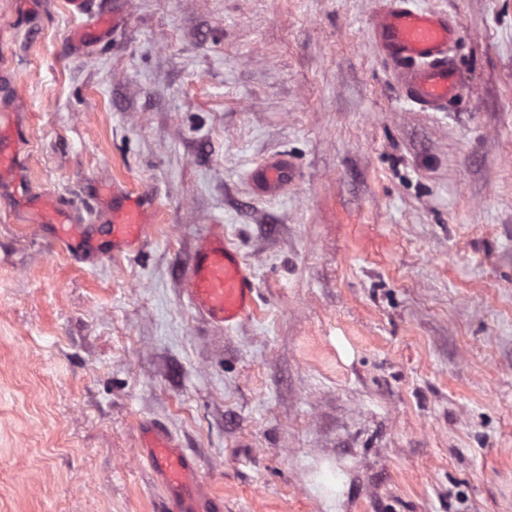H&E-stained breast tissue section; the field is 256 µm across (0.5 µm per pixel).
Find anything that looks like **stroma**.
<instances>
[{"instance_id": "35a3bbf8", "label": "stroma", "mask_w": 512, "mask_h": 512, "mask_svg": "<svg viewBox=\"0 0 512 512\" xmlns=\"http://www.w3.org/2000/svg\"><path fill=\"white\" fill-rule=\"evenodd\" d=\"M382 4L0 0V82L26 104L0 512H157L141 420L224 512H512V0H415L460 35L444 112L404 103ZM274 154L297 178L257 197ZM114 182L156 211L136 253L101 229L82 262L28 222L41 199L94 223ZM212 224L258 288L228 331L185 292Z\"/></svg>"}]
</instances>
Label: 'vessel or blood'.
<instances>
[{"label": "vessel or blood", "instance_id": "1", "mask_svg": "<svg viewBox=\"0 0 512 512\" xmlns=\"http://www.w3.org/2000/svg\"><path fill=\"white\" fill-rule=\"evenodd\" d=\"M370 30L379 52L398 73L404 102L423 112L447 111L458 93L457 58L452 51L458 32L448 18L418 9L414 0H384ZM21 168L20 144L0 147L1 199L11 198ZM292 176L283 156L249 173L255 192L265 198L276 197ZM105 216L115 254L142 242L154 221L148 196L117 184L107 191ZM184 279L194 309L218 328L232 329L256 307L255 278L225 239L222 226L199 234ZM138 431L139 452L147 459L156 486L166 493L163 512H223V499L202 489V466L196 455L162 427L142 425Z\"/></svg>", "mask_w": 512, "mask_h": 512}]
</instances>
